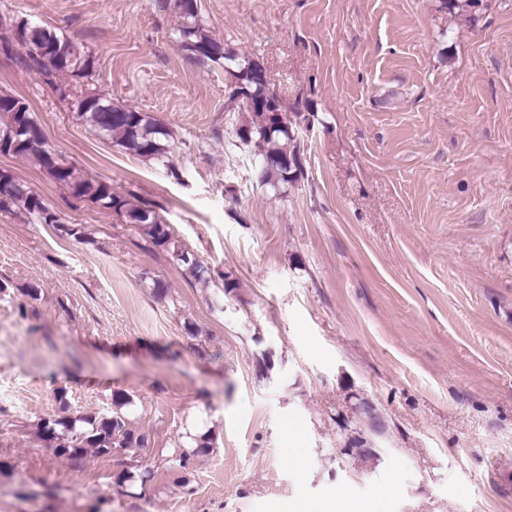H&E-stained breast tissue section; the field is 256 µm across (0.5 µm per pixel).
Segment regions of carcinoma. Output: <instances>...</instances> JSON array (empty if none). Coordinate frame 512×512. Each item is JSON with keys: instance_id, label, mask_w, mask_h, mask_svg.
Listing matches in <instances>:
<instances>
[{"instance_id": "1", "label": "carcinoma", "mask_w": 512, "mask_h": 512, "mask_svg": "<svg viewBox=\"0 0 512 512\" xmlns=\"http://www.w3.org/2000/svg\"><path fill=\"white\" fill-rule=\"evenodd\" d=\"M177 0H158V7L180 19L178 27L181 51L199 64L214 63L232 77L230 102L233 111L246 112L248 118L237 128L239 145L250 154L252 171L256 184L275 192L297 183L305 174L304 148L301 145L299 129L310 118L298 110H287L281 99L269 89L266 74L259 61L241 57L229 50L220 40L213 37L207 25L199 17V11L180 12ZM18 36L14 40L20 47L25 44H50L53 50L43 56L26 53L37 70L49 77V85H64L68 92L66 99L74 97L77 120L94 136L110 140L128 152L165 162L175 142L173 132L146 112L129 106L114 109L111 100L100 94L74 96V87L91 78L95 72L97 58L88 51L81 58H70L74 39L60 35L44 23L16 16ZM252 98L254 105L243 102L242 95ZM271 101L278 111L288 115V126L268 130L265 120L266 109L262 103ZM25 100L10 94L0 93V155L32 157L56 182L64 185L73 197L89 201L103 209H114L128 224L137 227L140 233L156 247L171 250L173 257L184 267L185 276L204 286L214 281L210 265L193 252L178 246L172 238L169 226L160 222L155 210L148 203L133 202L131 199L112 191V185L104 180L90 178L71 164L54 157L45 135L31 108L25 112L31 117L28 130L13 128L10 113L18 111ZM0 206L13 207L36 216L44 222V214L50 211L42 197L7 169H0ZM62 404L60 413L41 419L38 435L53 449L54 455L69 460H79L93 452L109 455L114 448H144L147 436L133 429L129 420L133 401L124 392L112 393V411L103 415L69 413L65 391L56 394ZM361 442V451L356 456L365 460L379 458L380 449L370 452L372 441L367 433L354 429ZM193 444L174 448L173 461L182 468L192 458L209 452L213 448L214 436L205 432L192 437Z\"/></svg>"}]
</instances>
